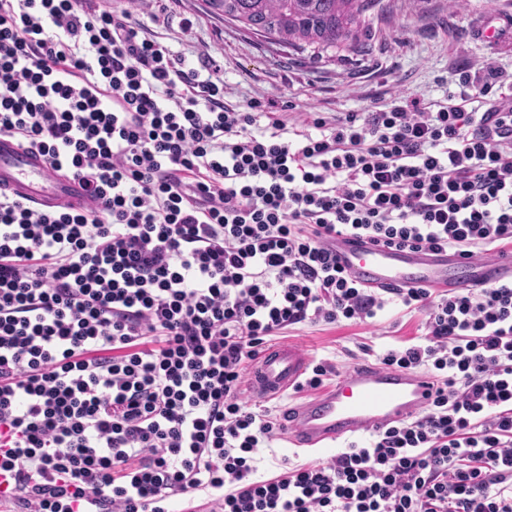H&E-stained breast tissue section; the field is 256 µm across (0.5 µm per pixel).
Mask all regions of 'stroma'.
Returning a JSON list of instances; mask_svg holds the SVG:
<instances>
[{
  "mask_svg": "<svg viewBox=\"0 0 512 512\" xmlns=\"http://www.w3.org/2000/svg\"><path fill=\"white\" fill-rule=\"evenodd\" d=\"M372 25L357 48L314 55L244 32L241 24L210 13L205 0H145L134 10L139 28L197 67L216 60L223 66L224 99L244 104L253 99L292 101L299 112H363L377 102L418 96L440 101L459 69L477 70L489 62L512 79V36L490 42L478 30L488 18L512 17V0H468L452 12L448 0H379L370 10ZM423 317L387 304L367 324L304 323L271 345H294L309 359H325L339 372L358 361L378 364L388 349L418 342ZM369 435L321 450L294 448L283 434L254 453L255 477L281 472L283 465L318 464L346 450L367 445Z\"/></svg>",
  "mask_w": 512,
  "mask_h": 512,
  "instance_id": "1",
  "label": "stroma"
}]
</instances>
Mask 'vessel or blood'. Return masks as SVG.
Masks as SVG:
<instances>
[{"label":"vessel or blood","mask_w":512,"mask_h":512,"mask_svg":"<svg viewBox=\"0 0 512 512\" xmlns=\"http://www.w3.org/2000/svg\"><path fill=\"white\" fill-rule=\"evenodd\" d=\"M0 188L40 209L86 202L79 179L51 173L43 157L8 137H0ZM333 252L337 265L367 288L467 289L512 281L510 255L483 262L454 251L399 248L356 236L337 239ZM307 367V355L295 346L267 349L250 369L251 392L259 400L275 397L296 386ZM433 393L426 374L362 363L319 394L288 408L282 424L293 446L319 449L402 422L427 405Z\"/></svg>","instance_id":"b4317fda"}]
</instances>
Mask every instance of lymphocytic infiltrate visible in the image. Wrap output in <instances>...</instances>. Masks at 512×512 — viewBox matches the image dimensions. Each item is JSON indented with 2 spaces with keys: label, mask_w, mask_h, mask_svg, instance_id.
<instances>
[{
  "label": "lymphocytic infiltrate",
  "mask_w": 512,
  "mask_h": 512,
  "mask_svg": "<svg viewBox=\"0 0 512 512\" xmlns=\"http://www.w3.org/2000/svg\"><path fill=\"white\" fill-rule=\"evenodd\" d=\"M497 68L445 101L364 112L231 105L95 0H0V136L78 177L80 211L0 193L5 512H512V282L359 287L329 245L512 252V96ZM268 126L257 130L259 118ZM425 316L388 369L435 378L416 416L253 480L275 429L243 398L270 337Z\"/></svg>",
  "instance_id": "f902f5d3"
}]
</instances>
